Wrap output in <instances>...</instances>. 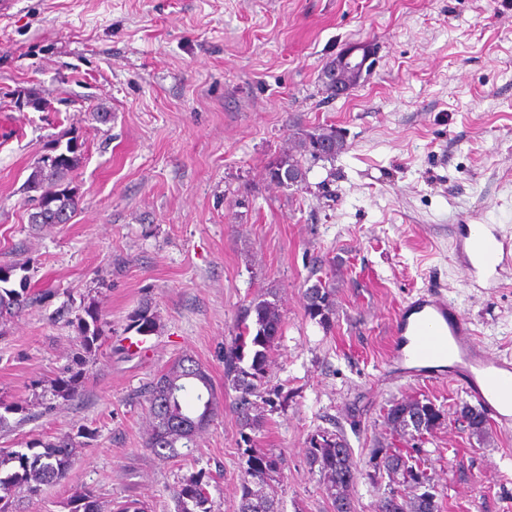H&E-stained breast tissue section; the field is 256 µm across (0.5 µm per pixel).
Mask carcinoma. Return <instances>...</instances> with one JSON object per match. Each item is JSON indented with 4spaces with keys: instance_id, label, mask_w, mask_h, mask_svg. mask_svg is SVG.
<instances>
[{
    "instance_id": "1",
    "label": "carcinoma",
    "mask_w": 512,
    "mask_h": 512,
    "mask_svg": "<svg viewBox=\"0 0 512 512\" xmlns=\"http://www.w3.org/2000/svg\"><path fill=\"white\" fill-rule=\"evenodd\" d=\"M318 142L337 146L329 158L344 149V140L336 127L318 126L300 140L297 157H288L268 170L270 179L279 173L288 175V169L301 165L299 157L306 154L311 160ZM80 163L75 145L54 156H45L36 162L27 179V189L39 192L37 206L41 210V224L55 223L61 212L72 215L78 208V199L70 188L63 185L64 178L75 171ZM14 268L0 266V319L21 314L30 306L27 292L8 287ZM333 289L317 281L306 289V309L318 323L330 326ZM273 292L250 301L240 315L238 333L224 350V377L232 382L240 396L237 403L238 421L242 429L253 430L260 425L251 414L249 397L256 394L257 383L265 378L268 353L282 334V318L276 301L269 300ZM149 417L151 431L145 447L161 458L177 454L178 447H187L195 434L212 420L220 405L213 391L206 368L190 356L174 361L157 378L149 390ZM460 416L470 434L478 437L487 432L488 420L484 413L473 406L464 405ZM444 421L442 409L430 401L402 400L386 410L385 423L396 433L421 438L439 428ZM73 449L65 443L47 444L36 449L33 444L26 449H0V512H16L15 502L22 494H36L41 486L61 481L67 474ZM311 470L317 471L334 512H355L349 488L361 471L354 460L352 449L339 434L322 431L311 438L308 448ZM366 476L375 485L387 480L379 497L376 512H440L433 493L432 467L421 457V448L414 445L406 450L399 448H374ZM284 459L272 451H251L240 478V499L236 512H278L274 498L266 492L270 482L281 474ZM422 488L424 492L408 498L401 487ZM178 512H211L209 495L201 480L192 476L175 492ZM74 512H100L96 495L83 491Z\"/></svg>"
}]
</instances>
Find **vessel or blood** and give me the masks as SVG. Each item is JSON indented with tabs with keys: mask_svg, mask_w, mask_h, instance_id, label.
<instances>
[{
	"mask_svg": "<svg viewBox=\"0 0 512 512\" xmlns=\"http://www.w3.org/2000/svg\"><path fill=\"white\" fill-rule=\"evenodd\" d=\"M458 254L471 280L490 281L512 267V239L495 224H464ZM389 360L411 381L456 384L495 427H512V358L480 344L445 294L429 290L399 307Z\"/></svg>",
	"mask_w": 512,
	"mask_h": 512,
	"instance_id": "obj_1",
	"label": "vessel or blood"
}]
</instances>
